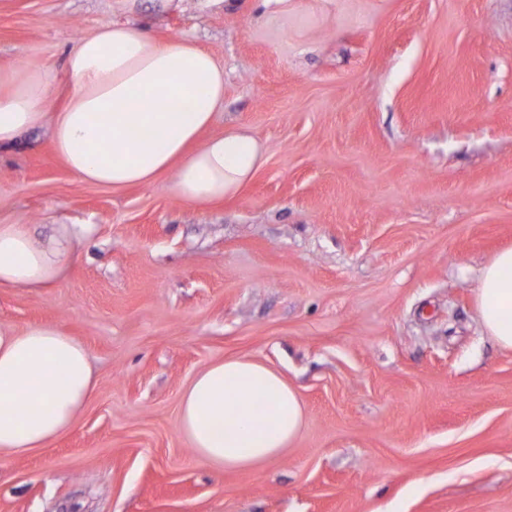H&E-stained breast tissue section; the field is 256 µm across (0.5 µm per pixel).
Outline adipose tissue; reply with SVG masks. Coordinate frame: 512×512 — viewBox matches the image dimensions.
<instances>
[{
	"instance_id": "adipose-tissue-1",
	"label": "adipose tissue",
	"mask_w": 512,
	"mask_h": 512,
	"mask_svg": "<svg viewBox=\"0 0 512 512\" xmlns=\"http://www.w3.org/2000/svg\"><path fill=\"white\" fill-rule=\"evenodd\" d=\"M128 19L82 36L67 52L68 92L51 108L44 72L0 66V149L46 125L55 153L82 181L114 189L174 171L183 201L223 200L264 163L246 129L212 133L224 104V68L188 38L163 41L137 22L142 0H121ZM63 239L0 224V288H47L62 273ZM485 333L512 349V246L476 278ZM95 382L84 344L54 325L0 327V452L46 445L74 421ZM304 406L276 370L241 357L216 362L183 391L180 428L196 458L249 470L276 458L300 433Z\"/></svg>"
}]
</instances>
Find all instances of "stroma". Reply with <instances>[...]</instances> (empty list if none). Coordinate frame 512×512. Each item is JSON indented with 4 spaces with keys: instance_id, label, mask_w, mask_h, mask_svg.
Masks as SVG:
<instances>
[{
    "instance_id": "1",
    "label": "stroma",
    "mask_w": 512,
    "mask_h": 512,
    "mask_svg": "<svg viewBox=\"0 0 512 512\" xmlns=\"http://www.w3.org/2000/svg\"><path fill=\"white\" fill-rule=\"evenodd\" d=\"M118 0H0V64L46 68L125 21ZM140 19L224 67L213 125L266 163L194 204L174 174L80 180L43 129L0 151V224H87L50 288H0V326L59 325L96 388L44 447L0 453V512H512V350L479 269L512 245V0H183ZM248 357L302 430L255 470L199 462L180 398Z\"/></svg>"
}]
</instances>
